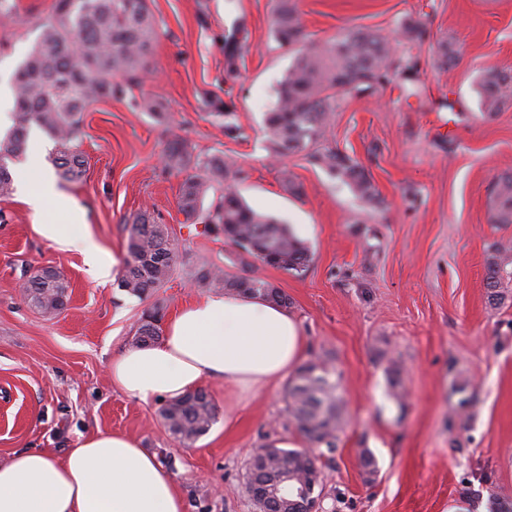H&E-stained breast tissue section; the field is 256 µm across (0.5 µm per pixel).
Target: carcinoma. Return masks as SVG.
<instances>
[{
	"label": "carcinoma",
	"mask_w": 512,
	"mask_h": 512,
	"mask_svg": "<svg viewBox=\"0 0 512 512\" xmlns=\"http://www.w3.org/2000/svg\"><path fill=\"white\" fill-rule=\"evenodd\" d=\"M274 34L283 46L298 47L288 74L279 85L275 108L266 118V136L273 155L280 158L306 152L309 162L352 186L359 198L373 207L378 192L365 169L325 140L329 115L336 110L339 93L361 95L376 89L397 69L407 81L416 74V63L397 55L396 43L365 28L346 30L339 38L323 43L309 39L297 0H276ZM40 34L14 74V125L0 140V197L14 191L10 166L27 152L30 129L49 134L58 146L55 165L68 181H80L87 161L80 149L83 112L103 98L121 95L124 89L112 82L115 76H136L144 71L157 36L158 22L147 0H54L53 14L37 23ZM422 25L407 21L398 29L399 41L421 38ZM438 66L447 71L458 59L455 46L438 44ZM483 115L492 117L512 103V72L483 70L477 81ZM166 167L184 174L178 209L186 220L203 224V233L222 238L240 248L253 263L301 276L312 254L287 225L272 215L248 207L236 183L243 171L222 155L192 158L188 143L178 134L163 154ZM491 221L512 224V173L496 177L490 188ZM486 263L488 304L497 308L506 294L502 282L512 278V244L494 243ZM178 260L168 229L146 213L135 216L118 286L139 298L153 295L169 282ZM198 288L238 295L259 296L281 307L288 295L258 276H230L219 266H203L193 275ZM66 285L60 278L39 273L28 277L23 296L31 307L52 319L65 307ZM162 308L147 309L136 331V343H155L161 337ZM288 417L293 428L320 448H277L264 445L247 466V485L257 486L253 497L259 508H275L277 497L290 486L320 487L321 470L333 466L338 433L343 424V401L338 394L336 368L316 356L297 369L288 381ZM168 431L191 447L207 434L216 420L210 395L198 389L169 401L162 409Z\"/></svg>",
	"instance_id": "1"
}]
</instances>
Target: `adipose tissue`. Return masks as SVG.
<instances>
[{"label":"adipose tissue","mask_w":512,"mask_h":512,"mask_svg":"<svg viewBox=\"0 0 512 512\" xmlns=\"http://www.w3.org/2000/svg\"><path fill=\"white\" fill-rule=\"evenodd\" d=\"M25 201L37 212L79 214L75 200L40 170ZM36 232L61 250L80 253L94 280L107 282L117 265L85 224H39ZM305 338L294 317L263 298L212 295L183 306L159 343L124 349L110 364L113 384L143 403L195 390L204 380L265 387L302 361ZM171 474L129 437H81L60 459L22 450L0 466V512H184Z\"/></svg>","instance_id":"1"}]
</instances>
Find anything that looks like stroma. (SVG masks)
I'll list each match as a JSON object with an SVG mask.
<instances>
[{"mask_svg": "<svg viewBox=\"0 0 512 512\" xmlns=\"http://www.w3.org/2000/svg\"><path fill=\"white\" fill-rule=\"evenodd\" d=\"M15 3L0 13L2 87L11 86L54 0ZM274 4L148 0L159 27L147 70L123 96L84 114L87 175L59 186L118 259L128 255L138 213L167 225L179 259L155 295L93 281L80 254L35 231L54 213L0 198V465L23 449L60 458L80 436L121 432L170 472L185 512H258L245 488L250 455L299 438L288 425L286 381L262 389L203 381L216 421L187 448L165 426L163 399L129 398L109 372L134 344L143 312L157 303L169 317L207 297L190 275L216 264L283 290L305 358L325 356L336 368L344 424L335 464L322 471L319 512H494L512 504V282L497 308L484 288L490 246L512 241V224L489 221L491 184L512 173V105L485 117L475 90L483 68L512 71V0H298L317 42L354 26L391 37L407 19L423 25L422 38L404 48L417 67L418 96L405 98L394 71L370 93L338 95L331 114L328 143L370 173L380 194L374 209L305 154L272 156L265 117L295 57L274 37ZM443 40L460 50L448 71L437 62ZM146 99L157 112L142 109ZM226 111L238 132L225 131ZM175 133L196 155L236 161L244 201L309 246L305 274L249 269L241 249L197 234L177 206L183 177L162 160ZM45 266L67 284L68 303L52 319L20 288ZM366 450L377 461L371 475L360 465Z\"/></svg>", "mask_w": 512, "mask_h": 512, "instance_id": "1", "label": "stroma"}]
</instances>
